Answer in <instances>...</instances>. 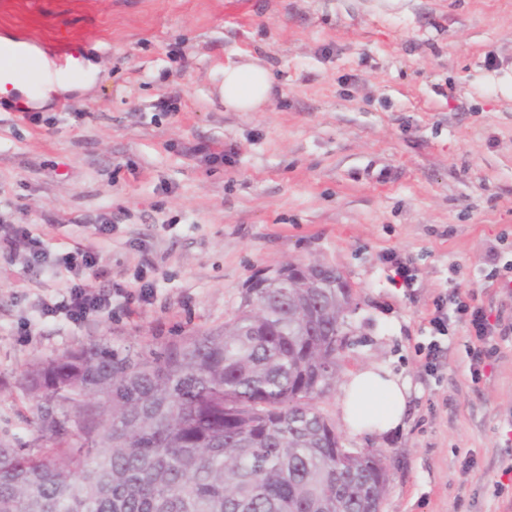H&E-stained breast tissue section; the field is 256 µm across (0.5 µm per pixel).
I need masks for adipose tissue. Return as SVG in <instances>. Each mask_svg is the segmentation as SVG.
<instances>
[{
	"label": "adipose tissue",
	"instance_id": "ef3b65f1",
	"mask_svg": "<svg viewBox=\"0 0 512 512\" xmlns=\"http://www.w3.org/2000/svg\"><path fill=\"white\" fill-rule=\"evenodd\" d=\"M273 75L251 60L224 67V107L231 112H257L272 95ZM410 384L381 365L352 372L342 386V419L357 434L386 435L402 428Z\"/></svg>",
	"mask_w": 512,
	"mask_h": 512
}]
</instances>
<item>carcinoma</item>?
Masks as SVG:
<instances>
[{"label":"carcinoma","mask_w":512,"mask_h":512,"mask_svg":"<svg viewBox=\"0 0 512 512\" xmlns=\"http://www.w3.org/2000/svg\"><path fill=\"white\" fill-rule=\"evenodd\" d=\"M336 269L301 299L263 288L224 326L158 349L92 342L25 371L43 444H0V512H375L388 474L352 458L316 401L341 367ZM77 440L64 446L67 423Z\"/></svg>","instance_id":"cac0c4a2"}]
</instances>
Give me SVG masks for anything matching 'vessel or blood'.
<instances>
[{
    "instance_id": "vessel-or-blood-1",
    "label": "vessel or blood",
    "mask_w": 512,
    "mask_h": 512,
    "mask_svg": "<svg viewBox=\"0 0 512 512\" xmlns=\"http://www.w3.org/2000/svg\"><path fill=\"white\" fill-rule=\"evenodd\" d=\"M83 54V48L77 46H62L39 54L26 38L0 40V88L13 85L17 79V72L11 66L12 61L28 56L37 57L44 83L49 86L77 76Z\"/></svg>"
}]
</instances>
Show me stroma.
<instances>
[{"mask_svg": "<svg viewBox=\"0 0 512 512\" xmlns=\"http://www.w3.org/2000/svg\"><path fill=\"white\" fill-rule=\"evenodd\" d=\"M2 35L78 43L99 66L76 78L91 90L51 89L25 114L0 95V217L57 256L94 247L107 275L89 284L115 296L108 317L44 319L64 280L0 261V443L37 437L32 360L222 326L254 276L319 261L347 274L358 309L317 405L344 447L382 450L381 512H512V337L476 385L463 324L437 376L417 352L450 288L512 320V290L488 278L490 255L512 266V0H0ZM243 55L274 76L264 111L224 109V66ZM201 141L224 163L190 156ZM390 253L413 288L393 283ZM146 283L150 303L126 301ZM372 364L411 385L388 437L341 417V381Z\"/></svg>", "mask_w": 512, "mask_h": 512, "instance_id": "obj_1", "label": "stroma"}]
</instances>
